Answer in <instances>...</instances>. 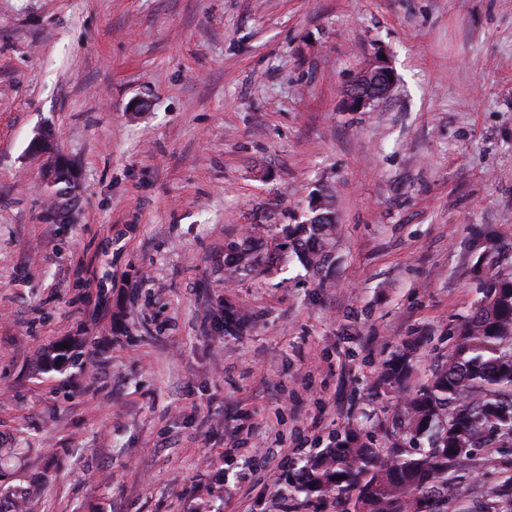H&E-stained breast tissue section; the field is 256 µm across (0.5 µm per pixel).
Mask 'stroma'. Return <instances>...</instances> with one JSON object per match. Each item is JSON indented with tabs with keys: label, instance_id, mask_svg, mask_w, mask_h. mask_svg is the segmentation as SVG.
Here are the masks:
<instances>
[{
	"label": "stroma",
	"instance_id": "stroma-1",
	"mask_svg": "<svg viewBox=\"0 0 512 512\" xmlns=\"http://www.w3.org/2000/svg\"><path fill=\"white\" fill-rule=\"evenodd\" d=\"M380 54L391 92L348 111ZM325 186L338 229L306 267L282 229ZM483 229L512 244V0H0V492L340 512L289 483L345 430L397 442L480 297ZM231 242L259 265L228 280ZM476 456L448 512H482L512 442ZM45 178L52 186H57L62 180L69 181L70 188L64 191L56 190V200L53 201L46 213L47 219L50 221H63L67 218L72 202L73 194L75 191V176L72 170L62 162L57 164V161L49 167L45 172Z\"/></svg>",
	"mask_w": 512,
	"mask_h": 512
}]
</instances>
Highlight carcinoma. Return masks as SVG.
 Here are the masks:
<instances>
[{"mask_svg":"<svg viewBox=\"0 0 512 512\" xmlns=\"http://www.w3.org/2000/svg\"><path fill=\"white\" fill-rule=\"evenodd\" d=\"M335 230L326 195L313 216L286 228L285 236L305 241L299 259L314 266ZM480 293L456 329L454 352L404 400L393 421L403 439L425 436L430 447L416 454L401 448L384 452L349 429L307 462L294 491L338 498L353 492L354 512H444V504L459 494L449 474L462 462L475 461L479 439L512 440V278L488 263ZM408 372L409 364L398 356L384 377L400 383Z\"/></svg>","mask_w":512,"mask_h":512,"instance_id":"carcinoma-1","label":"carcinoma"}]
</instances>
